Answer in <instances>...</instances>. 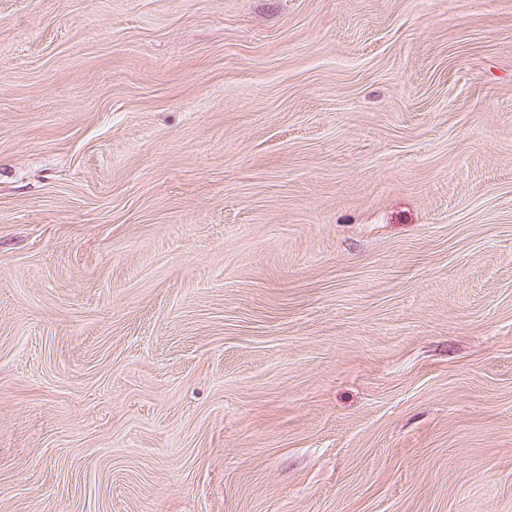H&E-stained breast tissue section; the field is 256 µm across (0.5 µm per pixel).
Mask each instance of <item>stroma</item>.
<instances>
[{"mask_svg": "<svg viewBox=\"0 0 512 512\" xmlns=\"http://www.w3.org/2000/svg\"><path fill=\"white\" fill-rule=\"evenodd\" d=\"M0 512H512V0H0Z\"/></svg>", "mask_w": 512, "mask_h": 512, "instance_id": "obj_1", "label": "stroma"}]
</instances>
